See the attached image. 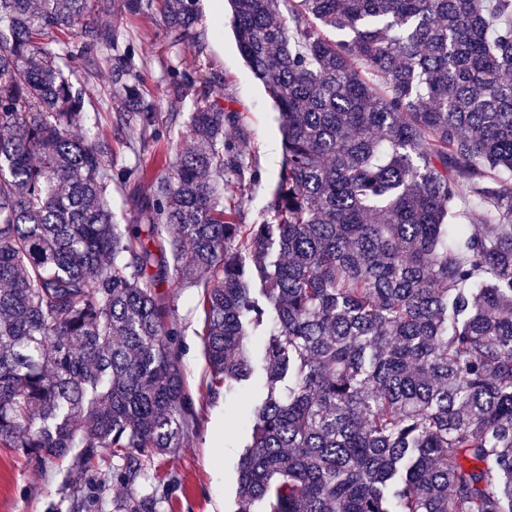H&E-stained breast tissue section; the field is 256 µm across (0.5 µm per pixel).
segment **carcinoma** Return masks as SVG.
Listing matches in <instances>:
<instances>
[{"label": "carcinoma", "mask_w": 512, "mask_h": 512, "mask_svg": "<svg viewBox=\"0 0 512 512\" xmlns=\"http://www.w3.org/2000/svg\"><path fill=\"white\" fill-rule=\"evenodd\" d=\"M279 111L273 218L212 80L174 160L112 166L74 70L110 74L159 139L122 12L203 51L197 0H0V448L112 464L115 512H158L146 462L195 420L160 288H200L208 390L256 370L238 464L260 512H512V0H228ZM141 189L115 221L112 185Z\"/></svg>", "instance_id": "obj_1"}]
</instances>
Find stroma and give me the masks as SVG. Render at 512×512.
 <instances>
[{
	"instance_id": "1",
	"label": "stroma",
	"mask_w": 512,
	"mask_h": 512,
	"mask_svg": "<svg viewBox=\"0 0 512 512\" xmlns=\"http://www.w3.org/2000/svg\"><path fill=\"white\" fill-rule=\"evenodd\" d=\"M212 0H198L194 30L205 43L203 53L177 52L168 46L158 13L125 16L127 42L145 60L144 101L155 112L175 111L166 93V74L174 68L190 74L211 73L213 98L224 110L241 116L236 138L256 172L234 192L241 200L242 223L271 219L272 189L281 164L280 118L263 85L243 61L230 27L215 29ZM181 140L178 130L164 132L149 151H141L140 128L133 125L112 136L114 165L140 164L154 168L157 157L174 156ZM163 298L179 330L180 364L196 421L178 448L154 459L142 484L161 500L160 512H235L236 466L246 429L242 411L249 396L212 394L209 368L199 336L202 314L193 288L163 286ZM222 459H214L215 449ZM126 489L117 481H102L96 470H80L73 457L50 467L14 448H0V512H112Z\"/></svg>"
}]
</instances>
